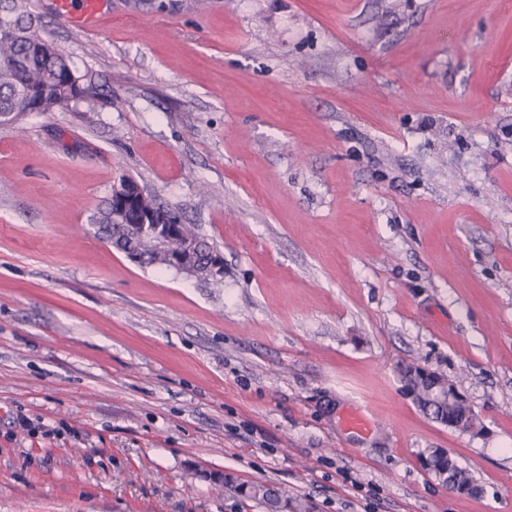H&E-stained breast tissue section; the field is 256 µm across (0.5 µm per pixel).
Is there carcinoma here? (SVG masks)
Instances as JSON below:
<instances>
[{
  "instance_id": "obj_1",
  "label": "carcinoma",
  "mask_w": 512,
  "mask_h": 512,
  "mask_svg": "<svg viewBox=\"0 0 512 512\" xmlns=\"http://www.w3.org/2000/svg\"><path fill=\"white\" fill-rule=\"evenodd\" d=\"M7 29L0 30V116L14 123L29 112L65 109L74 98L92 89L81 86L66 53L41 32L28 0H0V19ZM401 381L422 409L427 408V391L421 368L408 365L401 370ZM423 463L443 483L460 476L459 485L472 487L470 474L459 468L443 448H432ZM239 495L261 504L266 512H308V503L263 483L236 486Z\"/></svg>"
}]
</instances>
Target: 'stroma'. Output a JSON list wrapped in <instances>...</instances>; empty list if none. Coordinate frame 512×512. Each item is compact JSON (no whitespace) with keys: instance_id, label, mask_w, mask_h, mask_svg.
<instances>
[{"instance_id":"35a3bbf8","label":"stroma","mask_w":512,"mask_h":512,"mask_svg":"<svg viewBox=\"0 0 512 512\" xmlns=\"http://www.w3.org/2000/svg\"><path fill=\"white\" fill-rule=\"evenodd\" d=\"M31 8L93 92L0 130V512H264L207 471L309 512H512V0ZM124 175L221 281L98 233ZM109 0H54L55 10L79 31L99 30ZM180 231L182 234L196 238L200 241L202 246L207 249L218 251V249L205 238L200 237L193 227L189 224H180ZM213 251L212 255L203 260V264H207V272L214 278L215 281L221 279L224 276V257L220 252ZM421 370L424 369L414 365L406 366L401 370V381L404 383L405 388L414 396L418 406L424 411L430 412L434 419L443 424L444 418L448 416V402L451 399L460 400L465 399L466 397L457 388L450 390L449 386L447 387V385H445L435 374L425 370V374L427 376H431L432 379L437 381L438 387L443 390L448 388V401H444L442 405L436 406L435 408L431 407L430 411L427 410L428 394L424 381L421 380ZM423 463L427 469H429L434 475L439 478L444 484L455 486V482L450 480L455 475H460L459 486H461L460 493L468 491L465 489L467 486L469 489L472 487L473 481L470 474L460 469L453 458V456L444 448H431L428 454L424 457ZM465 485V486H462ZM234 488L244 499L261 504L266 512H278L285 507H289L291 512H307L309 508L305 500L288 496L285 491L263 483L239 484Z\"/></svg>"}]
</instances>
